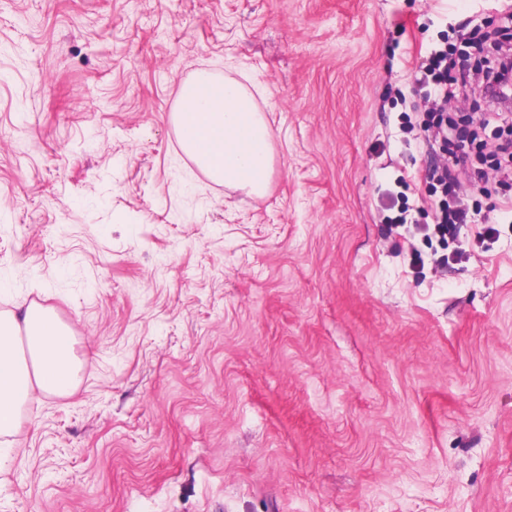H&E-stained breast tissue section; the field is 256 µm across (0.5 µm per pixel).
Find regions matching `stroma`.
Masks as SVG:
<instances>
[{
	"mask_svg": "<svg viewBox=\"0 0 512 512\" xmlns=\"http://www.w3.org/2000/svg\"><path fill=\"white\" fill-rule=\"evenodd\" d=\"M512 0H0V313L95 354L0 439V512H512V182L476 146L442 270L419 58ZM273 131L265 195L170 115L201 73ZM499 239L479 242L481 222ZM423 274L410 266L413 251Z\"/></svg>",
	"mask_w": 512,
	"mask_h": 512,
	"instance_id": "obj_1",
	"label": "stroma"
}]
</instances>
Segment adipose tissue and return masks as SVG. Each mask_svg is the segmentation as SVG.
<instances>
[{"instance_id": "obj_1", "label": "adipose tissue", "mask_w": 512, "mask_h": 512, "mask_svg": "<svg viewBox=\"0 0 512 512\" xmlns=\"http://www.w3.org/2000/svg\"><path fill=\"white\" fill-rule=\"evenodd\" d=\"M186 153L214 181L263 195L272 169V130L241 82L202 73L184 83L171 116ZM73 325L52 308L20 305L0 315V436L19 428L37 395L71 394L91 364Z\"/></svg>"}]
</instances>
